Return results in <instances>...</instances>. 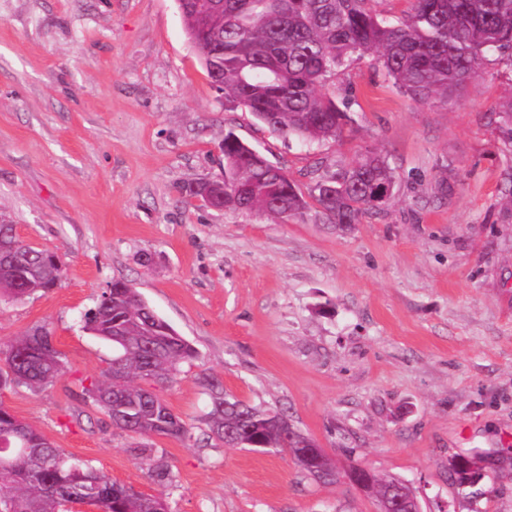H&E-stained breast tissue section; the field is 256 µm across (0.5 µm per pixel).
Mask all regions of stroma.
<instances>
[{"mask_svg": "<svg viewBox=\"0 0 512 512\" xmlns=\"http://www.w3.org/2000/svg\"><path fill=\"white\" fill-rule=\"evenodd\" d=\"M330 88L352 121L309 148L226 107L176 0H0V215L61 270L0 302V350L43 327L63 356L0 405L168 512H378L347 480L212 437L217 391L285 411L337 470L408 481L423 512H512V148L496 131L512 62L490 56L444 106L369 56ZM229 132L303 190L316 165L379 152L394 196L347 230L316 206L288 223L204 207L181 189L223 179ZM115 280L196 351L156 389L185 437L119 430L83 398L113 350L81 317ZM458 455L486 470L478 490L450 484Z\"/></svg>", "mask_w": 512, "mask_h": 512, "instance_id": "1", "label": "stroma"}]
</instances>
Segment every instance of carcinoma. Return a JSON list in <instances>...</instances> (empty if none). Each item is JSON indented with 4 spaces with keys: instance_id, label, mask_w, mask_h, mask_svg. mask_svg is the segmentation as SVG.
Masks as SVG:
<instances>
[{
    "instance_id": "obj_1",
    "label": "carcinoma",
    "mask_w": 512,
    "mask_h": 512,
    "mask_svg": "<svg viewBox=\"0 0 512 512\" xmlns=\"http://www.w3.org/2000/svg\"><path fill=\"white\" fill-rule=\"evenodd\" d=\"M370 0H180L186 35L211 82L232 107H243L272 132L312 145L338 138L351 122L327 84L353 61L371 55L410 98L446 104L458 98L490 53L512 57V0H414L408 15L392 22L367 7ZM497 133L512 147V96L497 106ZM224 183L250 188L245 196L221 191L220 182H201L185 193L205 202L222 198L224 209L260 211L284 222L302 221L315 201L335 224H357L379 213L375 190L393 195L395 177L386 160L368 152L357 161L316 168L308 193L280 167L261 164L254 148L226 133L222 143ZM60 279L55 255L18 241L17 263L0 269V290L28 296L53 288ZM144 300L128 284L114 281L83 317V329L109 341L119 358L103 379L82 389L112 425L139 436L179 438L185 425L153 390L137 381L170 384L194 348L163 319L146 326ZM0 361V387L47 386L63 362L53 336L38 327L8 345ZM266 411L239 400L213 399L211 433L226 446L295 457L304 433L280 415L283 426H266ZM9 438L0 458V512H67L69 503L98 499L100 512H166L160 498L136 493L87 462L67 455L40 432L0 405V437ZM149 476L167 468L150 448L136 449ZM468 460L450 470L462 485L480 476Z\"/></svg>"
}]
</instances>
